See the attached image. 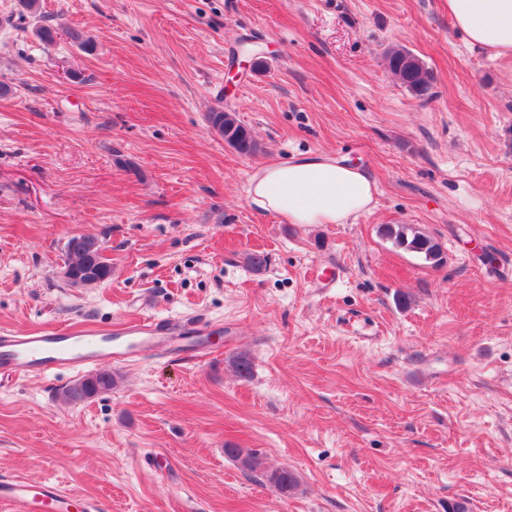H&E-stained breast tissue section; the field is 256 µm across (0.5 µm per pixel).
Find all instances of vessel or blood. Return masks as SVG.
I'll use <instances>...</instances> for the list:
<instances>
[{"instance_id":"obj_1","label":"vessel or blood","mask_w":512,"mask_h":512,"mask_svg":"<svg viewBox=\"0 0 512 512\" xmlns=\"http://www.w3.org/2000/svg\"><path fill=\"white\" fill-rule=\"evenodd\" d=\"M208 328L189 319L183 328L151 318L129 320L102 330L68 325L40 332L0 331V375L17 379L84 372L109 362H127L148 349L199 350ZM0 512H98L96 503L77 502L59 485L0 476Z\"/></svg>"}]
</instances>
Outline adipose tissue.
I'll use <instances>...</instances> for the list:
<instances>
[{
  "label": "adipose tissue",
  "instance_id": "obj_1",
  "mask_svg": "<svg viewBox=\"0 0 512 512\" xmlns=\"http://www.w3.org/2000/svg\"><path fill=\"white\" fill-rule=\"evenodd\" d=\"M448 14L469 44L496 57L512 56V0H448ZM376 185L362 169L326 156L298 155L251 178L257 207L292 224H343L370 210Z\"/></svg>",
  "mask_w": 512,
  "mask_h": 512
}]
</instances>
